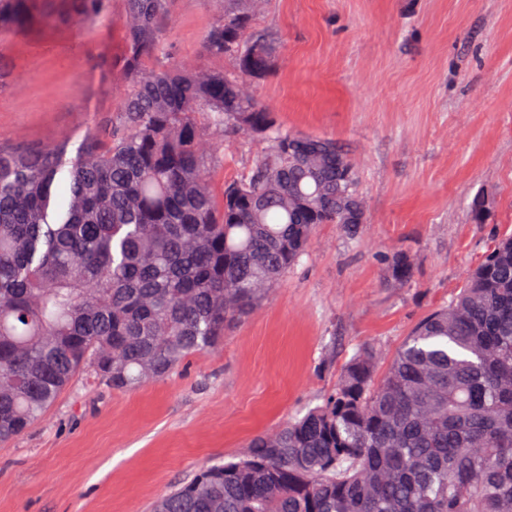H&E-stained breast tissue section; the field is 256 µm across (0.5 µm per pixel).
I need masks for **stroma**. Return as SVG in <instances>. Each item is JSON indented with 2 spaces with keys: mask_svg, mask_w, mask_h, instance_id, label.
I'll return each mask as SVG.
<instances>
[{
  "mask_svg": "<svg viewBox=\"0 0 512 512\" xmlns=\"http://www.w3.org/2000/svg\"><path fill=\"white\" fill-rule=\"evenodd\" d=\"M220 0H175L173 56L195 62ZM0 30V145L37 147L108 123L122 85L124 0L76 25L74 0ZM276 42L254 96L286 130L343 144L365 222L319 225L263 305L167 377L119 392L75 375L24 434L0 443V512H149L208 465L320 404L356 348L392 355L512 233V0H269ZM265 149L221 145L214 188ZM482 197L485 223L469 204ZM413 277L391 284L388 253Z\"/></svg>",
  "mask_w": 512,
  "mask_h": 512,
  "instance_id": "1",
  "label": "stroma"
}]
</instances>
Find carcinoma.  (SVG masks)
Here are the masks:
<instances>
[{"label":"carcinoma","mask_w":512,"mask_h":512,"mask_svg":"<svg viewBox=\"0 0 512 512\" xmlns=\"http://www.w3.org/2000/svg\"><path fill=\"white\" fill-rule=\"evenodd\" d=\"M106 0H78L80 24ZM127 90L112 122L73 142L0 146V443L82 372L116 391L166 377L260 308L336 224L357 174L336 141L287 131L237 84L269 76L274 44L224 0L201 56L171 61L173 0H125ZM38 21L0 0V30ZM265 151L215 191L209 135ZM391 281L413 275L387 259ZM357 349L322 403L201 470L153 512H512V236L422 319L376 380Z\"/></svg>","instance_id":"cac0c4a2"}]
</instances>
